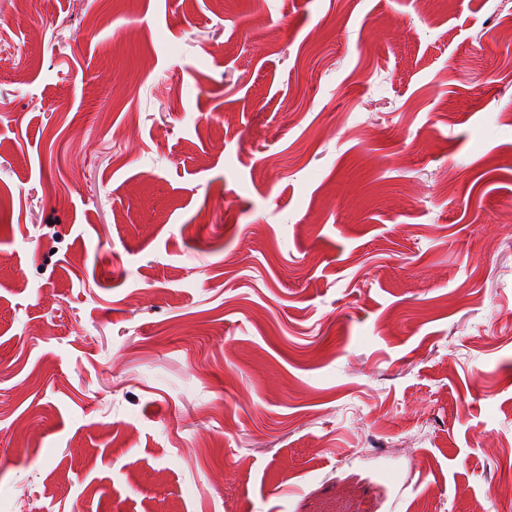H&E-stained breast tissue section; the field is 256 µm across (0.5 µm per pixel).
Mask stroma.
Returning a JSON list of instances; mask_svg holds the SVG:
<instances>
[{
	"label": "stroma",
	"mask_w": 512,
	"mask_h": 512,
	"mask_svg": "<svg viewBox=\"0 0 512 512\" xmlns=\"http://www.w3.org/2000/svg\"><path fill=\"white\" fill-rule=\"evenodd\" d=\"M512 446V0H0V512H473Z\"/></svg>",
	"instance_id": "obj_1"
}]
</instances>
